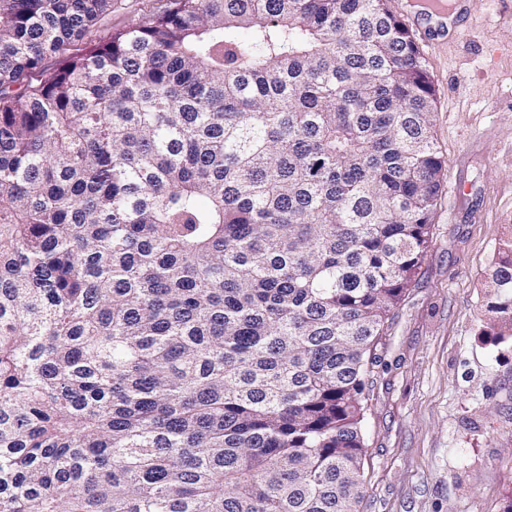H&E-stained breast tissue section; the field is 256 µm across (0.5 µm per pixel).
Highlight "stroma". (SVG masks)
Instances as JSON below:
<instances>
[{
	"label": "stroma",
	"instance_id": "obj_1",
	"mask_svg": "<svg viewBox=\"0 0 512 512\" xmlns=\"http://www.w3.org/2000/svg\"><path fill=\"white\" fill-rule=\"evenodd\" d=\"M112 0L48 59H65L159 12ZM445 158L432 243L388 320L365 379L366 495L358 512H504L512 500V344L481 334L483 273L512 223V15L480 0L470 32L421 45ZM465 199H457L456 188Z\"/></svg>",
	"mask_w": 512,
	"mask_h": 512
}]
</instances>
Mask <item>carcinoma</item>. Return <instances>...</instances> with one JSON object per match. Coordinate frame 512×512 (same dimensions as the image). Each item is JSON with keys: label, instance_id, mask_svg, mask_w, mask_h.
Listing matches in <instances>:
<instances>
[{"label": "carcinoma", "instance_id": "1", "mask_svg": "<svg viewBox=\"0 0 512 512\" xmlns=\"http://www.w3.org/2000/svg\"><path fill=\"white\" fill-rule=\"evenodd\" d=\"M0 0V512H357L367 354L431 244L388 0ZM512 341V235L484 271ZM165 1L112 0V7L108 13L91 27L82 39L63 45L56 55L46 61L43 73L38 76L45 77L51 69L70 56L78 54L94 44L107 41L113 33L159 12L164 7Z\"/></svg>", "mask_w": 512, "mask_h": 512}]
</instances>
